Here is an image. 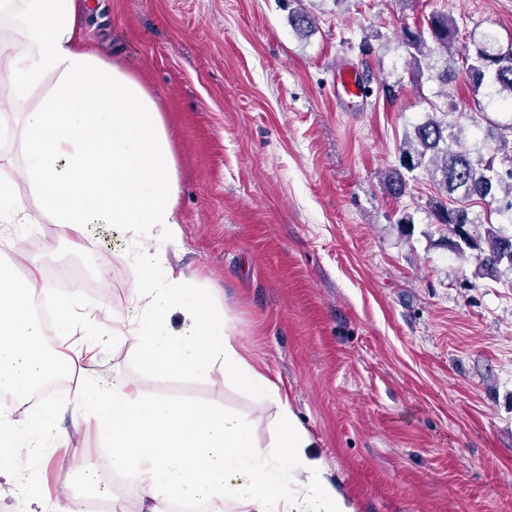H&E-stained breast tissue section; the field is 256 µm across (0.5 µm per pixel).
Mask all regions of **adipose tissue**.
Returning a JSON list of instances; mask_svg holds the SVG:
<instances>
[{
  "instance_id": "obj_1",
  "label": "adipose tissue",
  "mask_w": 512,
  "mask_h": 512,
  "mask_svg": "<svg viewBox=\"0 0 512 512\" xmlns=\"http://www.w3.org/2000/svg\"><path fill=\"white\" fill-rule=\"evenodd\" d=\"M83 0H0V93L23 112L19 143L24 183L0 182V244L26 263L22 279L0 269V394L23 400L64 372L46 334L74 341L85 356L113 342L140 361L141 378L79 384L57 404L34 405L27 426L0 403V448L31 453L41 442H68L59 414L93 425L109 453L82 460L90 490L124 512L105 472L134 473L144 512L180 501L235 503L241 512H355L310 455L311 437L276 381L241 351L223 305L195 277L167 268V247L182 244L180 186L171 141L153 93L132 73L92 52L77 20ZM57 224L76 252L94 224L131 235L138 245L126 311L99 317L79 291L59 293L16 225ZM52 301L45 331L35 299ZM206 377L253 393L273 413L267 443L251 421L208 403L146 395L145 381Z\"/></svg>"
}]
</instances>
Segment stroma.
Wrapping results in <instances>:
<instances>
[{
  "mask_svg": "<svg viewBox=\"0 0 512 512\" xmlns=\"http://www.w3.org/2000/svg\"><path fill=\"white\" fill-rule=\"evenodd\" d=\"M89 46L134 73L166 119L180 184L183 249L170 261L213 289L245 354L278 383L337 490L355 512H512V267L478 279L437 223L425 168L399 167L415 126H448L452 148L487 156L512 104L416 69L402 28L453 17L459 42L512 45V0H87ZM315 19L301 34L288 15ZM347 68L370 92L336 89ZM409 223H401V216ZM89 239L95 270L84 303L125 311L129 236ZM72 379L139 377L127 347L69 356ZM150 396L249 414L266 438L270 412L203 377L148 382ZM70 447L11 466L72 500L73 446L105 450L91 429Z\"/></svg>",
  "mask_w": 512,
  "mask_h": 512,
  "instance_id": "stroma-1",
  "label": "stroma"
}]
</instances>
